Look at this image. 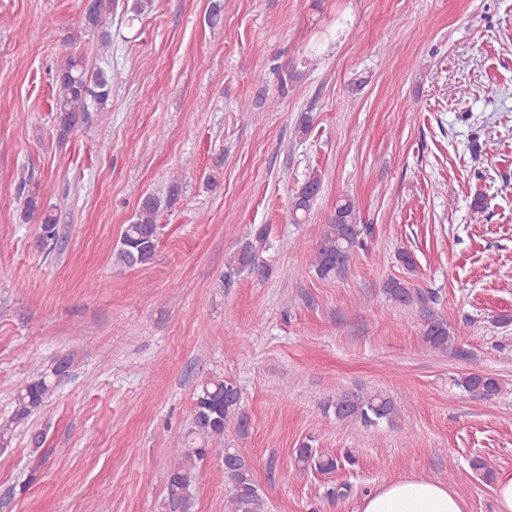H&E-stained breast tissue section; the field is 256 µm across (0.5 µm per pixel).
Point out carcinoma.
I'll list each match as a JSON object with an SVG mask.
<instances>
[{
    "mask_svg": "<svg viewBox=\"0 0 512 512\" xmlns=\"http://www.w3.org/2000/svg\"><path fill=\"white\" fill-rule=\"evenodd\" d=\"M116 0H92L87 9V22L102 29L103 44L109 43L105 28L112 19ZM151 7V0H133L125 7L127 22L142 19ZM130 75L119 71H92L81 57L66 58L56 71L57 94L55 98V125L58 139L63 141L71 133L78 119L79 104L88 96L99 103L107 101L112 84L124 82ZM322 185L321 175L313 171L293 195L290 217L300 224L311 210ZM161 201L155 196L143 199L134 221L124 225L116 251L117 262L128 268L148 266L157 255V213ZM20 218L23 223L38 224L40 239L49 243L57 239L58 218L44 207L38 189L29 190L21 202ZM368 226L360 223L358 208L349 196L336 201L333 212L314 247L312 267L319 278H330L346 271L354 251L365 244ZM267 232L258 228L253 238L246 240L234 253L229 268L237 272L249 271L262 279L269 269L259 262V251L266 246ZM386 298L396 304L408 305L414 301L426 303L428 296L400 278H390L383 285ZM423 340L433 350L446 352L454 347V336L444 318L429 317L423 328ZM73 365V357H62L47 371L22 385L15 396V413L12 421L19 423L38 410L54 393L62 376ZM460 385L469 391L493 396L500 391L497 380L479 374L462 378ZM339 420L358 421L365 425L391 424L399 409L393 400L381 393L360 392L344 395L334 405ZM235 423L241 437L248 435L249 416L242 406L241 391L230 381L218 375L202 378L197 386L191 425L185 433L183 447L175 449L169 472L168 505L173 509L187 507L186 493L199 476V464L213 452L224 459V480L228 485L227 512H266L265 497L254 480L250 457L240 448L224 443V432L229 423ZM338 457L318 450L309 442L295 450V464L305 470L314 468L329 475L338 468Z\"/></svg>",
    "mask_w": 512,
    "mask_h": 512,
    "instance_id": "obj_1",
    "label": "carcinoma"
}]
</instances>
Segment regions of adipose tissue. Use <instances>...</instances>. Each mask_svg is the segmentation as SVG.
Listing matches in <instances>:
<instances>
[{
    "label": "adipose tissue",
    "mask_w": 512,
    "mask_h": 512,
    "mask_svg": "<svg viewBox=\"0 0 512 512\" xmlns=\"http://www.w3.org/2000/svg\"><path fill=\"white\" fill-rule=\"evenodd\" d=\"M359 512H465V505L446 484L409 476L365 494Z\"/></svg>",
    "instance_id": "ef3b65f1"
}]
</instances>
